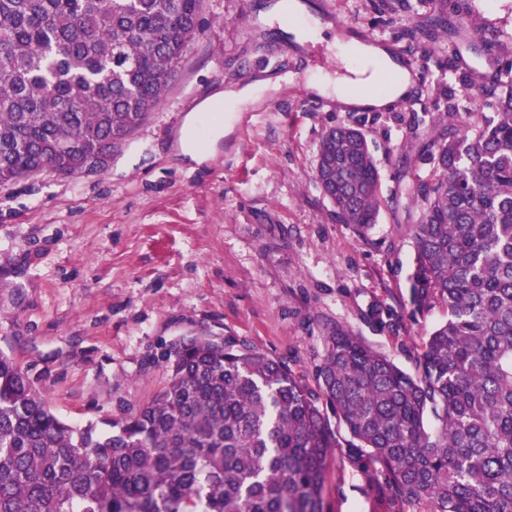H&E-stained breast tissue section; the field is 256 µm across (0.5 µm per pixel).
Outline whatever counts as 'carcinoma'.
Wrapping results in <instances>:
<instances>
[{
  "instance_id": "1",
  "label": "carcinoma",
  "mask_w": 512,
  "mask_h": 512,
  "mask_svg": "<svg viewBox=\"0 0 512 512\" xmlns=\"http://www.w3.org/2000/svg\"><path fill=\"white\" fill-rule=\"evenodd\" d=\"M204 0H0V184L114 154L155 112ZM495 96L494 112H483ZM434 181L416 186L414 303L446 306L405 372L338 331L320 392L214 336L166 349L164 388L122 419L74 426L0 351V512H323L337 436L409 504L512 512V65L448 102ZM62 140L67 152H50ZM314 176L343 224L375 223L364 133L329 129Z\"/></svg>"
}]
</instances>
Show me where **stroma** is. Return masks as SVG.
<instances>
[{
	"instance_id": "1",
	"label": "stroma",
	"mask_w": 512,
	"mask_h": 512,
	"mask_svg": "<svg viewBox=\"0 0 512 512\" xmlns=\"http://www.w3.org/2000/svg\"><path fill=\"white\" fill-rule=\"evenodd\" d=\"M274 0H205L156 112L104 172L52 173L0 185V350L51 410L76 426L117 419L167 381L161 354L212 335L284 361L310 390L336 330L408 373L448 311L417 308L409 277L418 208L430 180L425 148L443 133L448 99L471 78L512 64V0H303L332 22L296 44ZM396 49L415 86L381 111L342 107L308 87L343 73L337 38ZM280 79L237 113L201 163L183 156L186 116L230 87ZM366 136L379 171L377 222L336 219L313 178L331 127ZM329 460L324 512H425L403 501L378 464L349 450Z\"/></svg>"
}]
</instances>
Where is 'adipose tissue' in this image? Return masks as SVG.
Wrapping results in <instances>:
<instances>
[{
  "mask_svg": "<svg viewBox=\"0 0 512 512\" xmlns=\"http://www.w3.org/2000/svg\"><path fill=\"white\" fill-rule=\"evenodd\" d=\"M342 54L347 69L346 76L336 79L315 78L310 80L312 90L322 95L335 94L337 100L347 106L361 109H380L402 99L409 87V80L400 77L388 88L374 94L350 91L352 82L372 83L380 80L385 73L396 72L397 64L390 54L380 47H366L351 41L343 45ZM278 81L259 80L239 90H226L201 102L186 118L181 131L180 143L183 155L194 160H204L211 147L218 141V134L202 136L201 126L206 117L222 113V127L233 122L234 112L247 103L261 99L265 91L278 88Z\"/></svg>",
  "mask_w": 512,
  "mask_h": 512,
  "instance_id": "obj_1",
  "label": "adipose tissue"
}]
</instances>
